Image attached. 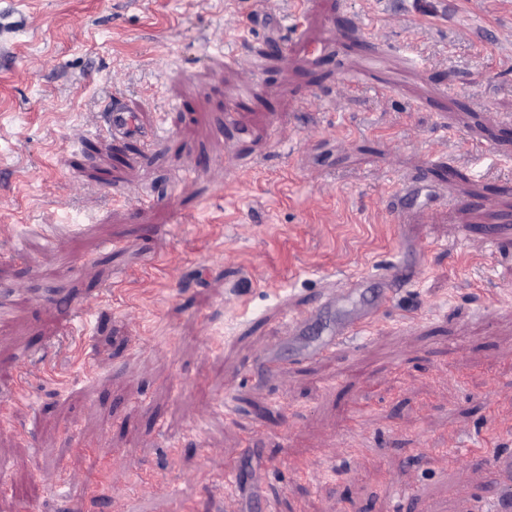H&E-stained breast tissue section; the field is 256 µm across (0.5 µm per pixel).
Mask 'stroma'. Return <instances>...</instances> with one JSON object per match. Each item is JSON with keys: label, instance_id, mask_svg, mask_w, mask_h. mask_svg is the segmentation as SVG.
I'll return each instance as SVG.
<instances>
[{"label": "stroma", "instance_id": "35a3bbf8", "mask_svg": "<svg viewBox=\"0 0 512 512\" xmlns=\"http://www.w3.org/2000/svg\"><path fill=\"white\" fill-rule=\"evenodd\" d=\"M397 267L304 359L365 301L289 318ZM0 305V512H214L260 467L274 512L503 495L445 451L512 434V0H0ZM362 285L363 281L357 278L349 279L339 285L331 284L321 295V305L347 300L357 294ZM377 309L374 306L363 308L348 323L336 326L328 336L310 352L311 359H336L339 352L346 350L350 342L361 330L375 320Z\"/></svg>", "mask_w": 512, "mask_h": 512}]
</instances>
